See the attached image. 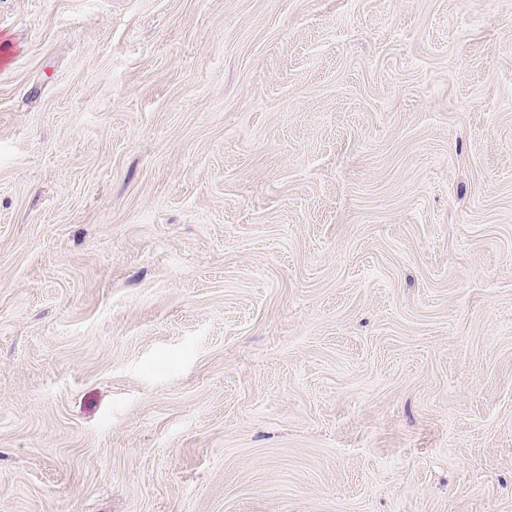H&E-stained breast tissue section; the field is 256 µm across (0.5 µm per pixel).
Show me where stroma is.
<instances>
[{"mask_svg": "<svg viewBox=\"0 0 512 512\" xmlns=\"http://www.w3.org/2000/svg\"><path fill=\"white\" fill-rule=\"evenodd\" d=\"M0 29V512H512V0Z\"/></svg>", "mask_w": 512, "mask_h": 512, "instance_id": "obj_1", "label": "stroma"}]
</instances>
